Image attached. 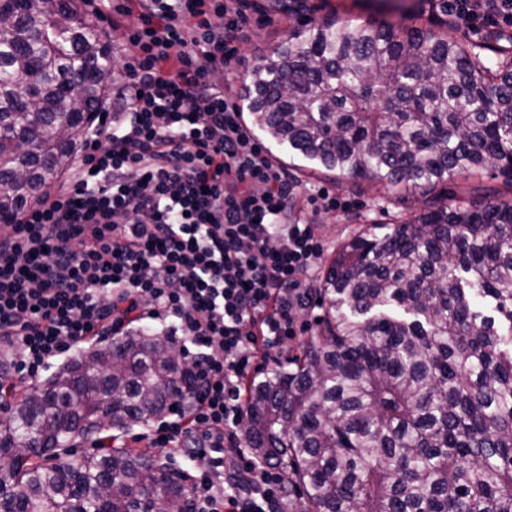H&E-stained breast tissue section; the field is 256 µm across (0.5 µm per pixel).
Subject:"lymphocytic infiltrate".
<instances>
[{
	"label": "lymphocytic infiltrate",
	"instance_id": "f902f5d3",
	"mask_svg": "<svg viewBox=\"0 0 512 512\" xmlns=\"http://www.w3.org/2000/svg\"><path fill=\"white\" fill-rule=\"evenodd\" d=\"M137 54L70 181L0 235V350L39 379L59 357L150 320L194 353L144 433L199 464L193 512H283L282 470L239 426L256 355L295 334L322 244L297 185L211 78L242 36L239 0H136ZM458 26L512 25V0H449Z\"/></svg>",
	"mask_w": 512,
	"mask_h": 512
}]
</instances>
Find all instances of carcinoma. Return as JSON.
Returning a JSON list of instances; mask_svg holds the SVG:
<instances>
[{
	"mask_svg": "<svg viewBox=\"0 0 512 512\" xmlns=\"http://www.w3.org/2000/svg\"><path fill=\"white\" fill-rule=\"evenodd\" d=\"M429 2L448 27V0ZM0 14V219L13 222L72 167L112 56L78 0H0ZM243 102L293 159L431 195L325 263L315 334L248 384L244 447L285 467L288 512H512V36L328 16L252 69ZM489 169L506 189L477 204L433 195ZM173 349L129 332L3 405L0 512H188L150 455L64 460L76 438L166 409L184 373Z\"/></svg>",
	"mask_w": 512,
	"mask_h": 512,
	"instance_id": "obj_1",
	"label": "carcinoma"
}]
</instances>
